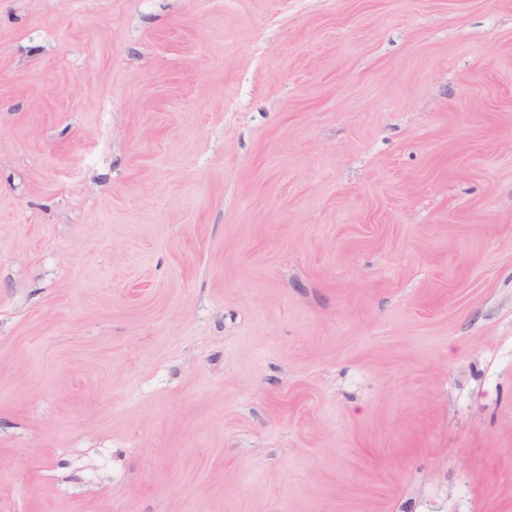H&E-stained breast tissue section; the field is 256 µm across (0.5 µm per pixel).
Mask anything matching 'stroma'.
Returning <instances> with one entry per match:
<instances>
[{
	"label": "stroma",
	"instance_id": "35a3bbf8",
	"mask_svg": "<svg viewBox=\"0 0 512 512\" xmlns=\"http://www.w3.org/2000/svg\"><path fill=\"white\" fill-rule=\"evenodd\" d=\"M0 512H512V0H0Z\"/></svg>",
	"mask_w": 512,
	"mask_h": 512
}]
</instances>
